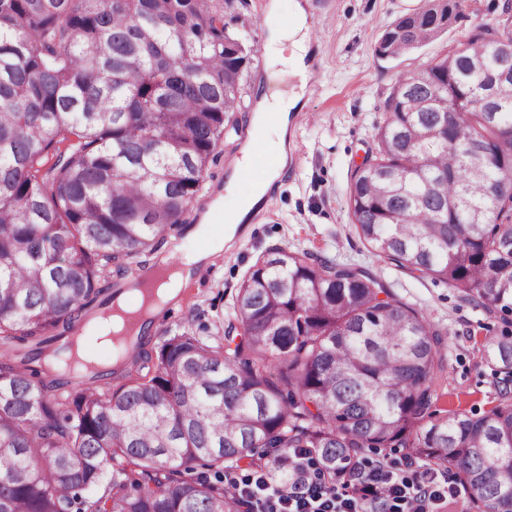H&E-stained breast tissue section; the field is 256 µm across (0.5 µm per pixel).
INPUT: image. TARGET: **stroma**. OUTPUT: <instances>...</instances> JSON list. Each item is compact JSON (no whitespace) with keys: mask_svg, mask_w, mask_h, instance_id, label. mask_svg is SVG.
<instances>
[{"mask_svg":"<svg viewBox=\"0 0 512 512\" xmlns=\"http://www.w3.org/2000/svg\"><path fill=\"white\" fill-rule=\"evenodd\" d=\"M310 28L323 36L311 44L306 91L289 116L284 172L251 218L240 224L224 253L194 271L177 300L167 304L146 329L153 342L165 331L186 328L202 338L220 336L235 295L249 270L272 248L310 249L336 262L373 271L395 299L421 309L447 334L448 370L437 382L438 412L481 415L495 405L493 366L484 359L486 343L501 336L500 315L461 300L456 288L396 267L377 257L357 234L348 211L351 175L373 144L377 126L388 118L383 103L397 77L413 73L452 54L490 25L512 29L507 0H459V13L448 30L395 58L376 53L382 35L400 17L420 9L422 0H304ZM268 0H231L225 18L250 51L240 106L224 127L202 190L190 205L176 248L161 246L157 255L136 259L128 275L108 286L127 290L131 281L153 270L158 259L200 248L194 233L202 222L212 230L224 225L223 213L209 206L224 194L232 165L251 126L257 90L266 81V36L271 25L287 23L289 8L278 16Z\"/></svg>","mask_w":512,"mask_h":512,"instance_id":"stroma-1","label":"stroma"}]
</instances>
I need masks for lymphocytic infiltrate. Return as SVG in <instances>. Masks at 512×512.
I'll return each mask as SVG.
<instances>
[{
	"label": "lymphocytic infiltrate",
	"mask_w": 512,
	"mask_h": 512,
	"mask_svg": "<svg viewBox=\"0 0 512 512\" xmlns=\"http://www.w3.org/2000/svg\"><path fill=\"white\" fill-rule=\"evenodd\" d=\"M224 482L250 500L252 512H372L376 505L381 512H429L453 490L446 475L410 473L387 464L361 470L353 481L333 486L314 475L298 490H266L260 471L247 479L230 473Z\"/></svg>",
	"instance_id": "obj_1"
}]
</instances>
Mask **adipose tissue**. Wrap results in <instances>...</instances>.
<instances>
[{"label":"adipose tissue","mask_w":512,"mask_h":512,"mask_svg":"<svg viewBox=\"0 0 512 512\" xmlns=\"http://www.w3.org/2000/svg\"><path fill=\"white\" fill-rule=\"evenodd\" d=\"M292 8L293 16L289 23L271 26L268 31L267 69L275 75L279 72L280 64L291 63L299 82L287 92L262 89L253 119L252 138L236 159L228 180L227 191L235 195L236 203L229 210L225 209L223 199L218 198L211 203V211H223L225 227L222 233L213 234L208 226H201L205 245L202 249L185 254V268L222 256L225 238L233 235L237 225L262 201L277 176V167L286 159L289 113L305 93L303 80L308 72V16L301 0H294ZM247 171L253 172L254 178L248 191L243 193L239 190V180L242 173Z\"/></svg>","instance_id":"ef3b65f1"}]
</instances>
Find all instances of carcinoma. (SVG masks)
I'll return each mask as SVG.
<instances>
[{
    "mask_svg": "<svg viewBox=\"0 0 512 512\" xmlns=\"http://www.w3.org/2000/svg\"><path fill=\"white\" fill-rule=\"evenodd\" d=\"M425 0L377 47L395 57L448 28ZM512 30L484 26L398 77L349 209L378 256L512 315ZM251 57L214 0H0V512H241L224 474L273 455L268 483L350 478L368 450L446 466L469 512H512V332L491 343L498 403L435 410L444 333L368 269L272 248L240 286L224 341L187 330L75 387L50 358L115 301L125 275L185 223L237 111ZM273 449V454L266 449ZM203 471H197L196 465Z\"/></svg>",
    "mask_w": 512,
    "mask_h": 512,
    "instance_id": "carcinoma-1",
    "label": "carcinoma"
}]
</instances>
